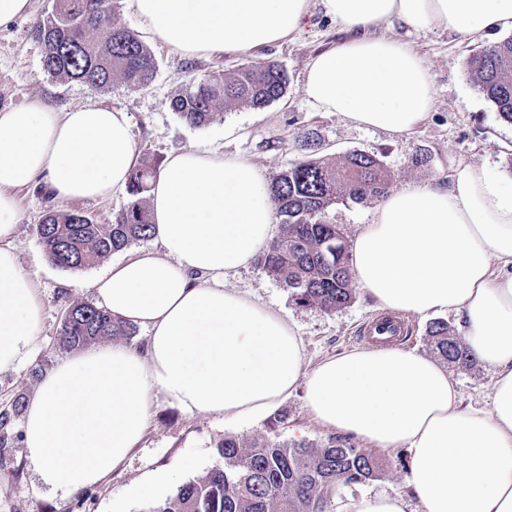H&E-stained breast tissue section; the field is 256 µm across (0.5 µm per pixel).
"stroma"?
<instances>
[{
  "label": "stroma",
  "instance_id": "1",
  "mask_svg": "<svg viewBox=\"0 0 512 512\" xmlns=\"http://www.w3.org/2000/svg\"><path fill=\"white\" fill-rule=\"evenodd\" d=\"M52 5L53 0H33L30 14L0 30V110L37 99L65 112L95 96L128 113L140 157L161 164L177 150L211 149L249 160L270 180L300 159L294 141L307 133L316 144V156L331 162L353 151L377 155L390 169L395 190L409 183L447 182L452 168L463 162L487 165L504 182H512V124L500 119L468 70L473 54L507 39V32L489 30L463 38L436 29L408 36V43L425 57L434 76L435 101L411 131L389 133L357 126L339 112L319 111L309 101L305 92L309 60L344 38L324 16L320 0H309L308 20L299 35L249 55L184 58L150 42L156 61L153 78L136 89L116 83L98 95L83 84L61 81L43 71V47L33 31ZM249 61H272L286 70L288 85L283 98L261 108L230 105L201 127L187 125L172 110V97L189 78L202 79L213 73L228 76ZM418 153L429 156L428 164L421 168L411 165ZM131 201L126 191L102 202L59 201L39 185L22 192L16 246L24 268L39 283L44 317L37 345L14 369L0 372V411L9 408L15 396H32L41 378L67 357V350L59 346L65 313L73 303H95L90 283L104 270L100 264L81 269L52 264L44 254L37 224L50 211H80L107 224ZM226 285L288 318L300 339L308 369L329 357L363 348L360 329L381 314L361 290L351 304L331 313L296 305L288 288L268 277L256 263L231 275ZM448 372L464 404L490 408L489 368L480 364L463 371L452 366ZM277 415L285 418L277 429L279 439L321 442L333 435L314 421L299 390L272 412L241 423H227L205 413L188 414L161 398L141 443L125 463L100 484L70 496L41 482L24 448L22 420L13 418L7 429L8 446L0 452V512H146L147 502L131 497L132 486L161 469L176 472L179 483H186L222 465L218 446L224 438H250L265 432ZM376 455L387 464L382 477L339 488L333 512H341L345 502L364 493L407 492V469L399 465L396 452L380 449Z\"/></svg>",
  "mask_w": 512,
  "mask_h": 512
}]
</instances>
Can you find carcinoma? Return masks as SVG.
I'll return each mask as SVG.
<instances>
[{"label":"carcinoma","instance_id":"cac0c4a2","mask_svg":"<svg viewBox=\"0 0 512 512\" xmlns=\"http://www.w3.org/2000/svg\"><path fill=\"white\" fill-rule=\"evenodd\" d=\"M113 8L114 0H54L34 30L43 46L44 72L96 92L116 81L132 89L146 85L155 71L154 55L134 31L113 21ZM469 67L500 118L512 124V38L474 55ZM286 84L285 71L273 62L244 64L230 78L189 79L171 108L186 124L205 126L227 104L262 107L279 100ZM157 171L151 161L133 171L132 201L109 224L80 213H47L36 227L47 258L63 268H86L153 237L145 199ZM390 186L384 161L365 152H350L334 163L310 156L289 164L271 182L280 231L258 258L262 269L291 290L300 306L332 312L349 304L356 288L346 239L340 225L326 220L327 212L348 199L379 201ZM134 333V325L77 303L62 324L60 344L74 350ZM427 342L434 354L460 369L477 364L444 320L428 326ZM274 430L272 424L269 432L247 440L224 438L223 465L179 486L146 512H331L338 487L384 473V462L345 440L289 443L271 436Z\"/></svg>","mask_w":512,"mask_h":512}]
</instances>
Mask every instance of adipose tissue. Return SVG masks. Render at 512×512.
I'll return each instance as SVG.
<instances>
[{
    "mask_svg": "<svg viewBox=\"0 0 512 512\" xmlns=\"http://www.w3.org/2000/svg\"><path fill=\"white\" fill-rule=\"evenodd\" d=\"M346 38L312 57L305 91L324 112L403 133L431 110L427 62L383 28L474 37L512 29V0H321ZM143 30L183 57L244 54L298 34L308 0H135ZM138 164L124 110L40 101L0 111V371L37 342L43 303L14 245L17 193L45 180L62 200H104ZM155 243L113 261L91 286L101 308L146 330L63 359L40 381L23 441L43 484L72 495L106 479L140 442L157 397L227 421L258 417L303 388L326 428L409 454L410 496L365 493L344 512H512V189L487 166L447 184L388 194L352 241L351 273L380 308L452 312L494 373L490 409L463 406L433 358L372 346L305 370L281 313L229 288L271 242L270 183L214 151L168 155L151 181Z\"/></svg>",
    "mask_w": 512,
    "mask_h": 512,
    "instance_id": "ef3b65f1",
    "label": "adipose tissue"
}]
</instances>
